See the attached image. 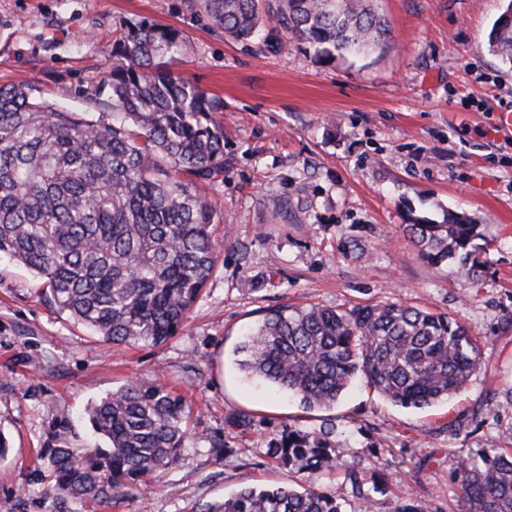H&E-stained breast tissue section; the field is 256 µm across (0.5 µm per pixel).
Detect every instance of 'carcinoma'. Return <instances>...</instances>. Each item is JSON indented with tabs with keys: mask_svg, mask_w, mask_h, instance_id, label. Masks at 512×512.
I'll use <instances>...</instances> for the list:
<instances>
[{
	"mask_svg": "<svg viewBox=\"0 0 512 512\" xmlns=\"http://www.w3.org/2000/svg\"><path fill=\"white\" fill-rule=\"evenodd\" d=\"M371 0H205L233 39L275 51L291 37L322 57L367 55L388 31ZM488 49L512 69V16L500 15ZM179 31L147 20L112 44L108 82L76 112L42 101L22 84L0 86V256L44 280L48 301L114 345L161 346L202 296L216 261L214 227L224 214L209 189L224 179V101L174 70ZM478 225L448 213L445 224H413L428 262L486 263ZM248 379L329 408L358 376L405 408L463 391L479 369L478 339L446 313L401 303L352 308L320 304L268 310L234 349ZM190 408L166 386L128 380L86 408L100 443L40 449L57 512H85L159 482L181 459ZM271 461L311 476L341 462L332 443L300 429L273 443ZM461 512H512V453L449 452ZM388 493L381 472L344 466L340 487L310 482L245 488L202 512H345L348 495ZM387 512H430L412 494Z\"/></svg>",
	"mask_w": 512,
	"mask_h": 512,
	"instance_id": "1",
	"label": "carcinoma"
}]
</instances>
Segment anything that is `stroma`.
I'll use <instances>...</instances> for the list:
<instances>
[{
	"label": "stroma",
	"instance_id": "obj_1",
	"mask_svg": "<svg viewBox=\"0 0 512 512\" xmlns=\"http://www.w3.org/2000/svg\"><path fill=\"white\" fill-rule=\"evenodd\" d=\"M391 27L360 58L274 52L225 35L204 0H0V85L78 110L108 80L112 44L147 20L184 41L177 72L224 101V214L204 294L167 343L117 346L50 305L43 281L0 257V512H53L32 462L68 411L62 440L89 435L84 409L135 378L183 395L192 413L181 464L159 489L99 512H196L246 487L301 479L265 450L289 428L328 435L342 462L382 465L391 494L460 512L449 449L512 448V70L488 51L504 0H372ZM478 224L487 268L422 258L406 230L449 213ZM398 302L447 313L478 337L467 388L423 409L353 382L331 408L303 410L241 378L233 349L268 309ZM242 411L248 430L233 424ZM230 456L215 460L210 440Z\"/></svg>",
	"mask_w": 512,
	"mask_h": 512
}]
</instances>
